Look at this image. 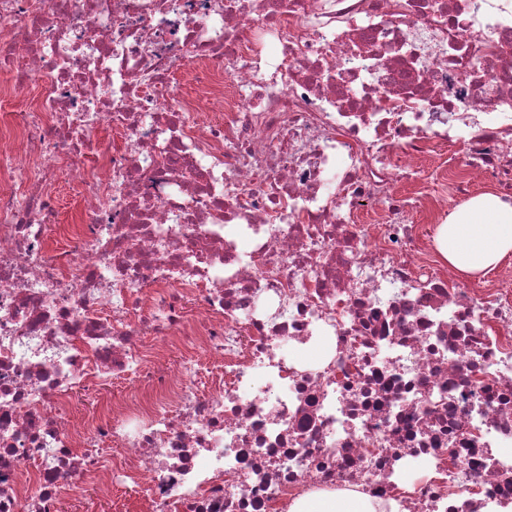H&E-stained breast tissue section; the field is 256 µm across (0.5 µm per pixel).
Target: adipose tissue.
I'll use <instances>...</instances> for the list:
<instances>
[{
    "instance_id": "obj_1",
    "label": "adipose tissue",
    "mask_w": 512,
    "mask_h": 512,
    "mask_svg": "<svg viewBox=\"0 0 512 512\" xmlns=\"http://www.w3.org/2000/svg\"><path fill=\"white\" fill-rule=\"evenodd\" d=\"M441 251L460 276L487 272L512 254V203L485 193L472 197L448 217L440 230ZM289 512H383L381 502L358 489L311 493L296 499Z\"/></svg>"
}]
</instances>
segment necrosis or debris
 Returning a JSON list of instances; mask_svg holds the SVG:
<instances>
[{"label":"necrosis or debris","mask_w":512,"mask_h":512,"mask_svg":"<svg viewBox=\"0 0 512 512\" xmlns=\"http://www.w3.org/2000/svg\"><path fill=\"white\" fill-rule=\"evenodd\" d=\"M488 187L512 0H0V512L87 478L147 512H512V269L461 287L436 241ZM57 207L60 210V220L64 224H74L77 220L76 210L72 206V191L68 183V176H63L56 189ZM112 383H100L90 386L74 396L71 403V414L85 417L91 415L105 400L112 397ZM381 502L358 489L311 493L296 499L289 512H383Z\"/></svg>","instance_id":"obj_1"}]
</instances>
